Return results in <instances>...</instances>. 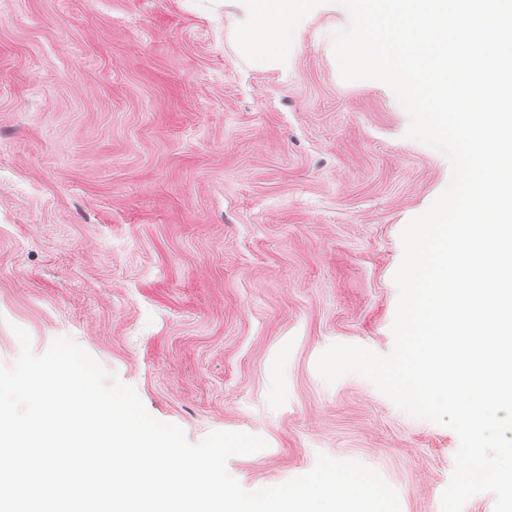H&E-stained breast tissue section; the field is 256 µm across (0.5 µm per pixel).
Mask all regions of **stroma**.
Here are the masks:
<instances>
[{"label": "stroma", "instance_id": "stroma-1", "mask_svg": "<svg viewBox=\"0 0 512 512\" xmlns=\"http://www.w3.org/2000/svg\"><path fill=\"white\" fill-rule=\"evenodd\" d=\"M240 0H0V365L68 336L255 491L318 454L441 512L459 438L330 345L393 347L400 232L447 187L391 89L347 82L334 0L286 63L248 61Z\"/></svg>", "mask_w": 512, "mask_h": 512}]
</instances>
